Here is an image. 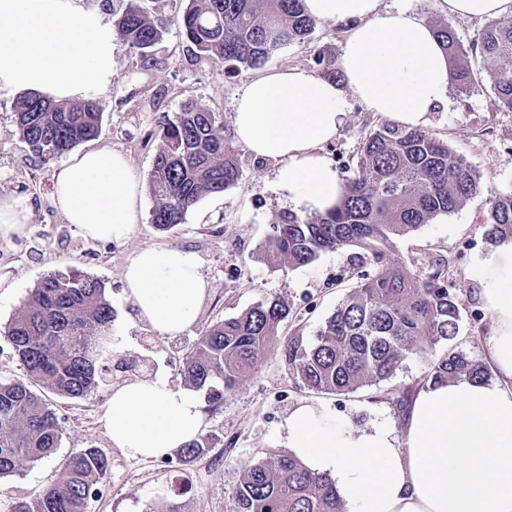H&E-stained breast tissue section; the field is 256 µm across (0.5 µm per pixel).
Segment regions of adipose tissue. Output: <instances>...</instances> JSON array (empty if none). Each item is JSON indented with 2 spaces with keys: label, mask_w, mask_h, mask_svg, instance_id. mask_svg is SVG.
<instances>
[{
  "label": "adipose tissue",
  "mask_w": 512,
  "mask_h": 512,
  "mask_svg": "<svg viewBox=\"0 0 512 512\" xmlns=\"http://www.w3.org/2000/svg\"><path fill=\"white\" fill-rule=\"evenodd\" d=\"M381 2L303 0L313 18L351 24L342 82L293 67L245 82L234 99L235 140L274 163L276 186L296 208L322 213L342 193L320 148L338 136L349 97L408 128L426 127L447 97L448 58L435 31ZM435 4L487 23L512 16V0ZM114 50L111 26L77 0H0V88L80 100L111 83ZM50 201L91 241L129 238L141 212L132 166L109 147L61 167ZM474 276L493 320V380L427 384L397 435L384 425L353 431L312 405L288 416L289 448L330 475L347 512H512V242L479 259ZM124 283L140 319L163 336L196 323L210 288L197 254L179 247L139 250ZM104 423L113 447L136 458L166 456L202 430L196 394L161 374L113 389Z\"/></svg>",
  "instance_id": "ef3b65f1"
}]
</instances>
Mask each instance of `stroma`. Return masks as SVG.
<instances>
[{
	"label": "stroma",
	"instance_id": "stroma-1",
	"mask_svg": "<svg viewBox=\"0 0 512 512\" xmlns=\"http://www.w3.org/2000/svg\"><path fill=\"white\" fill-rule=\"evenodd\" d=\"M135 2L161 30L162 40L145 53L117 41L112 82L95 94L104 115L93 144L123 152L142 184L161 144L159 123L164 115L192 101L232 118L235 95L247 80L292 67L316 70L318 55L341 56L347 32L343 24L319 23L304 42L288 44L265 63L230 75L223 66L200 58L183 35L179 0ZM382 5L392 11L409 10L432 27L448 24L467 62L478 67L476 46L484 22L448 18L433 0H382ZM18 96L16 90L0 89V194L22 199L31 207L32 218L23 235L0 240V327L21 310L30 290L44 276L76 269L107 284L114 312L113 358L143 355L151 361L149 368L126 372L128 381L162 374L173 386L186 387L179 371L183 354L209 326L267 298H281L292 309L279 327L281 341L294 336L306 344L314 341L321 322L348 289L340 279L348 253L327 252L313 264L296 269L275 270L259 259V248L273 224L290 207L274 184L272 162L257 160L243 146H236L238 182L223 193L202 198L183 224L158 230L151 222L153 202L147 197L142 218L127 240L89 241L50 202L54 176L63 161H41L20 138L15 116ZM381 121L380 115L351 101L339 136L322 148L336 171L351 165L363 136ZM428 129L466 158L480 175L484 192L450 215L398 239L394 252L408 260L432 246L448 256L462 304L456 344L483 361L493 323L476 294L472 273L478 258L491 248L484 236L489 197L512 190V112L502 107L489 75L483 73L467 91L449 85L446 101L430 114ZM149 246L196 252L201 272L211 284L196 324L177 336L159 335L142 323L125 297L124 271L135 253ZM425 370V363L414 358L380 385L345 396L314 394L296 383L282 350H275L222 407H214L206 392L198 391L203 431L213 437L214 446L177 470L169 469L164 460L134 458L113 447L103 422L110 388L80 399L48 395L61 424V444L53 456L22 462L13 476L0 480V512H8L12 499L34 496L53 484L62 463L89 447L106 455L110 466L87 512H150L163 499L176 503L180 512H233L230 490L239 465L286 450L285 421L294 408L304 403L323 406L356 431L381 423L397 428L402 418L395 402L403 396H418Z\"/></svg>",
	"mask_w": 512,
	"mask_h": 512
}]
</instances>
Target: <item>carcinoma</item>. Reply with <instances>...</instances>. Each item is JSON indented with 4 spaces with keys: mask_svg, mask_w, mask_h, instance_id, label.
Listing matches in <instances>:
<instances>
[{
    "mask_svg": "<svg viewBox=\"0 0 512 512\" xmlns=\"http://www.w3.org/2000/svg\"><path fill=\"white\" fill-rule=\"evenodd\" d=\"M185 2L180 25L187 40L201 57L237 71L265 62L318 25L302 0ZM116 27L141 51L162 39L134 0ZM437 37L452 78L467 89L476 73L460 63L464 52L454 32L444 25ZM479 56L493 92L512 112V21L484 27ZM102 120L103 107L92 97L54 102L28 95L16 106L19 136L45 162L95 139ZM160 139L147 191L154 200L152 223L168 230L183 223L200 199L235 185L240 172L224 138V116L197 104L164 116ZM342 182V195L325 213L309 218L283 212L261 252V260L276 269L310 265L327 251H351L347 274L354 286L313 343L288 342L286 357L298 384L315 394L345 396L391 379L412 358L426 362L425 385L487 379L485 365L467 353L439 352L456 339L461 321L448 258L434 248L409 261L392 253L396 239L483 192L480 176L429 130L384 122L364 137ZM486 224L489 241L512 240V192L489 199ZM290 314L275 297L211 325L183 356L181 372L194 387L210 390L214 401L224 400L273 351L279 325ZM113 321L106 283L73 269L38 282L0 335L32 385L74 399L106 384ZM61 437L58 416L42 393L0 378V479L13 475L23 460L51 456ZM210 447L211 437L201 434L180 449L179 461L189 463ZM108 468L102 452L85 449L63 463L54 484L30 500L13 501L9 512H86ZM231 496L235 512H346L329 476L309 470L290 452L240 464Z\"/></svg>",
    "mask_w": 512,
    "mask_h": 512,
    "instance_id": "1",
    "label": "carcinoma"
}]
</instances>
